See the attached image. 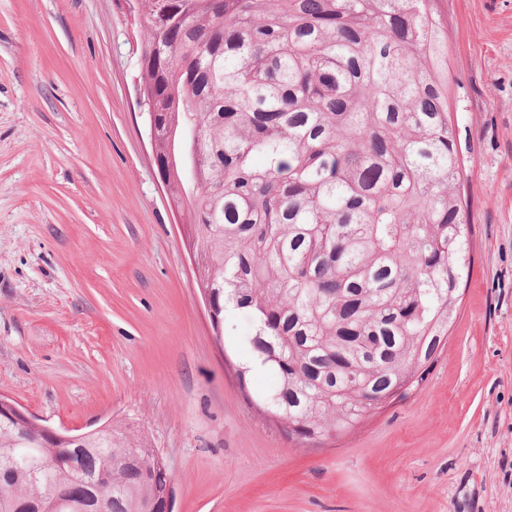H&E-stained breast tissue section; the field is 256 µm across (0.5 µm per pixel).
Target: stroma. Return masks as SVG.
Listing matches in <instances>:
<instances>
[{
	"label": "stroma",
	"mask_w": 512,
	"mask_h": 512,
	"mask_svg": "<svg viewBox=\"0 0 512 512\" xmlns=\"http://www.w3.org/2000/svg\"><path fill=\"white\" fill-rule=\"evenodd\" d=\"M472 262L423 385L315 444L240 388L139 106L136 0H0V395L147 435L174 512H512V0H439Z\"/></svg>",
	"instance_id": "1"
}]
</instances>
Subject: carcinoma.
<instances>
[{"label":"carcinoma","mask_w":512,"mask_h":512,"mask_svg":"<svg viewBox=\"0 0 512 512\" xmlns=\"http://www.w3.org/2000/svg\"><path fill=\"white\" fill-rule=\"evenodd\" d=\"M434 0H140L139 85L219 321L246 312L276 383L250 398L288 435L354 429L423 381L457 316L467 204ZM111 481L139 512L171 474L147 437L72 443L0 412V512Z\"/></svg>","instance_id":"obj_1"}]
</instances>
